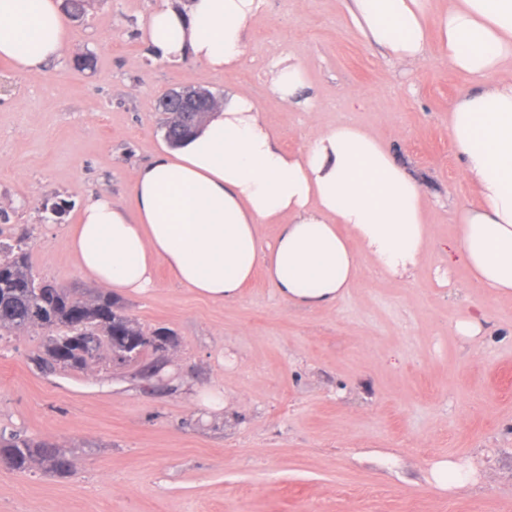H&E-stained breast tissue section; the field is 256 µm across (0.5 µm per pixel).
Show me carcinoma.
Wrapping results in <instances>:
<instances>
[{"mask_svg": "<svg viewBox=\"0 0 512 512\" xmlns=\"http://www.w3.org/2000/svg\"><path fill=\"white\" fill-rule=\"evenodd\" d=\"M205 117L204 112L167 113L165 139L179 142ZM35 326L48 333L46 355L72 369L84 368L104 346L113 354L144 351L140 339L145 332L110 293L84 295L70 288H44L28 263L24 241L0 244V332ZM0 452L18 473L27 472L37 460L59 475L71 469L61 449L16 434L0 437Z\"/></svg>", "mask_w": 512, "mask_h": 512, "instance_id": "obj_1", "label": "carcinoma"}]
</instances>
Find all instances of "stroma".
I'll list each match as a JSON object with an SVG mask.
<instances>
[{"mask_svg":"<svg viewBox=\"0 0 512 512\" xmlns=\"http://www.w3.org/2000/svg\"><path fill=\"white\" fill-rule=\"evenodd\" d=\"M160 2L85 0L60 59L33 73L0 61V242L24 240L35 275L93 288L65 227L90 196L127 201L165 141L156 101L182 88L247 93L291 152L320 124L366 128L421 182L428 251L409 277L365 270L315 309L288 306L261 273L213 303L159 269L155 288L118 300L174 341L126 364L104 347L85 369L50 366L43 330L0 337V432L71 462L65 476L0 467V512H512V296L448 262L459 208L476 201L448 136L468 77L434 45L393 63L348 27L347 0H264L238 68L172 65L141 39ZM289 53L313 112L271 94ZM86 54L93 67H75ZM468 311L483 326L473 345L455 330ZM204 390L223 393L221 411L201 415ZM441 460L472 480L437 488Z\"/></svg>","mask_w":512,"mask_h":512,"instance_id":"1","label":"stroma"}]
</instances>
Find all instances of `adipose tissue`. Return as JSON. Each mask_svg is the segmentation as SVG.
I'll list each match as a JSON object with an SVG mask.
<instances>
[{
  "label": "adipose tissue",
  "mask_w": 512,
  "mask_h": 512,
  "mask_svg": "<svg viewBox=\"0 0 512 512\" xmlns=\"http://www.w3.org/2000/svg\"><path fill=\"white\" fill-rule=\"evenodd\" d=\"M262 0H184L157 8L144 37L155 58L190 57L214 71L238 66ZM352 24L392 62L421 60L437 39L449 67L471 77L448 109V135L478 202L460 210V257L476 283L512 295V79L488 82L512 62V0H349ZM61 0H0V59L20 73L62 57ZM283 104L310 107L305 68L273 65ZM130 203L87 198L66 243L78 267L116 293L155 285L157 266L197 297L235 300L263 270L288 305L335 303L371 266L405 277L429 243L421 184L389 146L351 124L317 129L299 152L282 148L246 93L227 92L194 133L140 167ZM278 227L272 246L261 228Z\"/></svg>",
  "instance_id": "ef3b65f1"
}]
</instances>
